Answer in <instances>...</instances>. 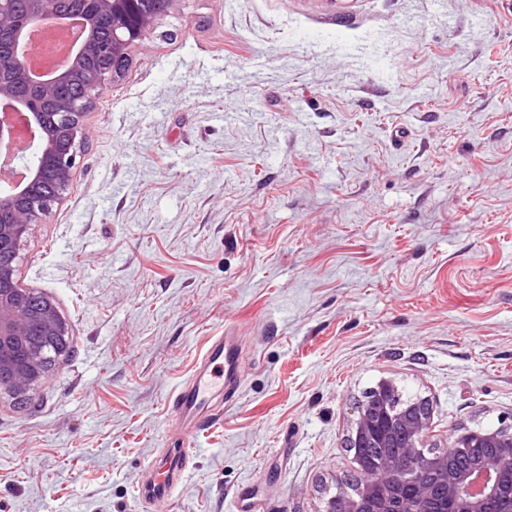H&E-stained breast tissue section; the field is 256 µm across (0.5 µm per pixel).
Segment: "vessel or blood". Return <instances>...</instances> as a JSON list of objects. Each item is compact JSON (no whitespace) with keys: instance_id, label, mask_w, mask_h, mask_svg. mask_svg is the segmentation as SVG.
<instances>
[{"instance_id":"obj_1","label":"vessel or blood","mask_w":512,"mask_h":512,"mask_svg":"<svg viewBox=\"0 0 512 512\" xmlns=\"http://www.w3.org/2000/svg\"><path fill=\"white\" fill-rule=\"evenodd\" d=\"M233 352L223 337L210 340L202 362L194 375L177 390L172 407L180 423V447L170 449L163 459L151 467L141 496L160 500L172 496L186 467L188 449L201 424L213 410V401L224 386V366L233 362Z\"/></svg>"}]
</instances>
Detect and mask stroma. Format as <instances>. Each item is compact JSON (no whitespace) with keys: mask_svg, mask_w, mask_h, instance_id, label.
Segmentation results:
<instances>
[{"mask_svg":"<svg viewBox=\"0 0 512 512\" xmlns=\"http://www.w3.org/2000/svg\"><path fill=\"white\" fill-rule=\"evenodd\" d=\"M84 121L17 262L69 336L0 396V512H320L383 379L426 447L512 428V0H178ZM221 334L235 392L148 505Z\"/></svg>","mask_w":512,"mask_h":512,"instance_id":"1","label":"stroma"}]
</instances>
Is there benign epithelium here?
<instances>
[{"mask_svg":"<svg viewBox=\"0 0 512 512\" xmlns=\"http://www.w3.org/2000/svg\"><path fill=\"white\" fill-rule=\"evenodd\" d=\"M37 21L48 24L80 19L86 35L73 54L70 65L45 72L27 69L18 56L11 68L31 90L20 96L10 76L0 72V107L8 108L21 124L0 119V390L23 398L42 382L52 353L66 347L68 328L55 304L42 298L37 307L29 304L30 290L17 278V259L30 225L43 220L72 185L78 150L88 141L84 117L91 107L92 95L109 84L120 81L124 72L110 64V57H130L133 48L147 31L153 29L161 14L143 13L139 0H93L100 11L112 13V44L97 47L94 19L83 13L67 11L61 0H31ZM28 26L15 16L14 0H0V46L19 50ZM82 80L84 95L59 99L57 92L75 79ZM52 106L55 124L48 125L43 107ZM55 177L50 195L37 192L45 168ZM397 392L391 380L377 388L374 405H359L349 437L351 448H393L384 454L359 483L357 494L346 485L326 498L321 512H428L425 506L437 495L453 496L457 512H483L484 501L498 491L497 469L475 466L448 476L441 488L420 478L429 470L446 471V461L439 455L427 456L423 443L431 429L430 414L419 410L400 412L392 400ZM455 448H496L502 460L512 461V432L484 434L462 433L453 441ZM405 472H417L413 497L401 502L383 498V491L393 488L395 479Z\"/></svg>","mask_w":512,"mask_h":512,"instance_id":"1","label":"benign epithelium"}]
</instances>
